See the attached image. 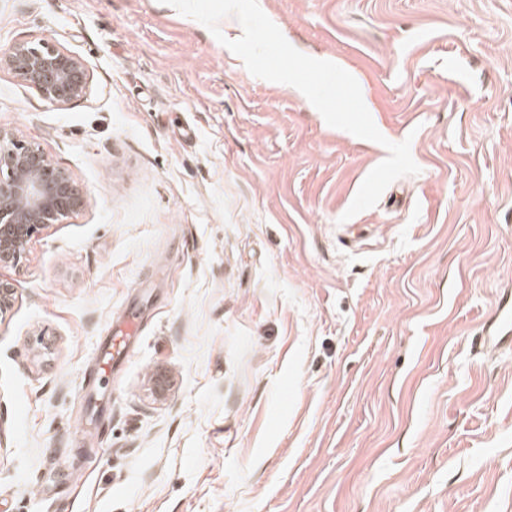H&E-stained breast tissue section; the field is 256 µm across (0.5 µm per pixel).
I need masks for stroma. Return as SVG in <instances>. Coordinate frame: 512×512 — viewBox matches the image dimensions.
<instances>
[{
  "mask_svg": "<svg viewBox=\"0 0 512 512\" xmlns=\"http://www.w3.org/2000/svg\"><path fill=\"white\" fill-rule=\"evenodd\" d=\"M420 168L162 0H0L87 96L0 69V126L85 204L0 267V512H512V0H259ZM129 356L97 374L123 312ZM89 432L75 433L77 422ZM479 334L488 345L512 346V290H504L490 312L487 326Z\"/></svg>",
  "mask_w": 512,
  "mask_h": 512,
  "instance_id": "obj_1",
  "label": "stroma"
}]
</instances>
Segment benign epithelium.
<instances>
[{"label": "benign epithelium", "mask_w": 512, "mask_h": 512, "mask_svg": "<svg viewBox=\"0 0 512 512\" xmlns=\"http://www.w3.org/2000/svg\"><path fill=\"white\" fill-rule=\"evenodd\" d=\"M7 69L52 106L86 97L89 74L70 51L49 42L19 41L0 55ZM84 205L71 175L40 146L0 127V266L16 265L31 239L62 224Z\"/></svg>", "instance_id": "1"}]
</instances>
